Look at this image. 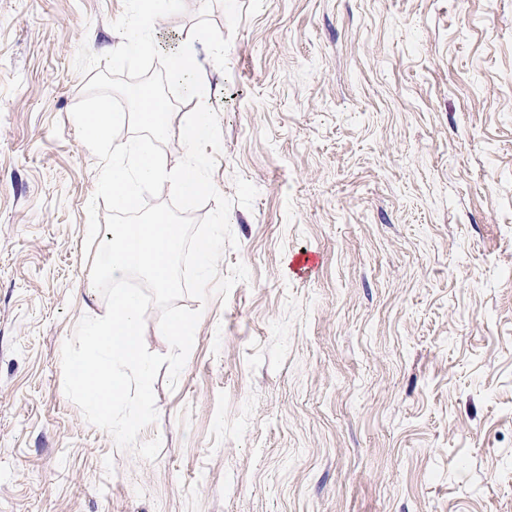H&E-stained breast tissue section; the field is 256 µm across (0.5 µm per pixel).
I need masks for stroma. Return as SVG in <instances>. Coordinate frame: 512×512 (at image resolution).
Returning <instances> with one entry per match:
<instances>
[{"label": "stroma", "instance_id": "stroma-1", "mask_svg": "<svg viewBox=\"0 0 512 512\" xmlns=\"http://www.w3.org/2000/svg\"><path fill=\"white\" fill-rule=\"evenodd\" d=\"M123 11L0 0V512H512V0H242L226 68L192 42L250 278L180 299L153 461L61 364L106 313L74 58Z\"/></svg>", "mask_w": 512, "mask_h": 512}]
</instances>
